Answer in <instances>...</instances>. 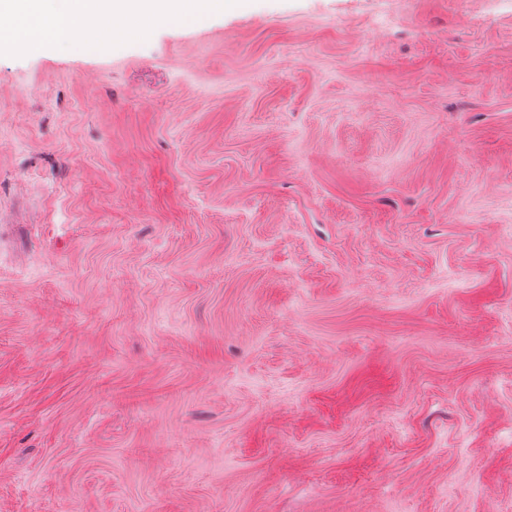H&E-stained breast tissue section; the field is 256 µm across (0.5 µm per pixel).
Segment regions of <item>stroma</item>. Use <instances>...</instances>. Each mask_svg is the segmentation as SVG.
<instances>
[{"mask_svg": "<svg viewBox=\"0 0 512 512\" xmlns=\"http://www.w3.org/2000/svg\"><path fill=\"white\" fill-rule=\"evenodd\" d=\"M0 512H512V0L0 52Z\"/></svg>", "mask_w": 512, "mask_h": 512, "instance_id": "obj_1", "label": "stroma"}]
</instances>
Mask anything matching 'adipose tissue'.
<instances>
[{
	"label": "adipose tissue",
	"mask_w": 512,
	"mask_h": 512,
	"mask_svg": "<svg viewBox=\"0 0 512 512\" xmlns=\"http://www.w3.org/2000/svg\"><path fill=\"white\" fill-rule=\"evenodd\" d=\"M188 0H0V47H28L80 39L99 16H185Z\"/></svg>",
	"instance_id": "obj_1"
}]
</instances>
